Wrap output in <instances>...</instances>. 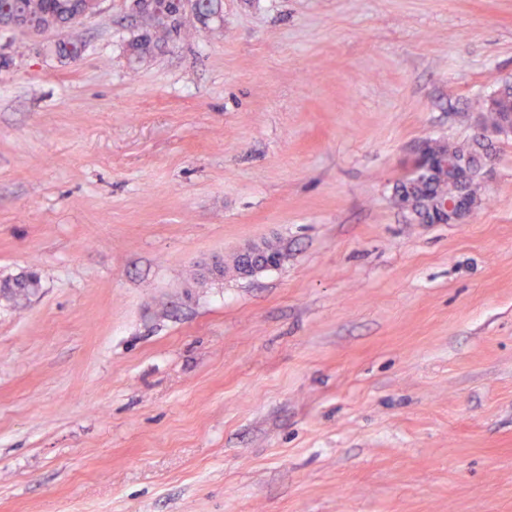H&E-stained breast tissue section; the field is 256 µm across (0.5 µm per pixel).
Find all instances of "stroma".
<instances>
[{
	"label": "stroma",
	"instance_id": "1",
	"mask_svg": "<svg viewBox=\"0 0 512 512\" xmlns=\"http://www.w3.org/2000/svg\"><path fill=\"white\" fill-rule=\"evenodd\" d=\"M137 2L75 61L0 29V512H512V136L463 221L396 193L512 0H222L141 54ZM238 254L244 260L240 271L241 277H249L260 268L278 265L282 260L281 250L272 240L246 244Z\"/></svg>",
	"mask_w": 512,
	"mask_h": 512
}]
</instances>
